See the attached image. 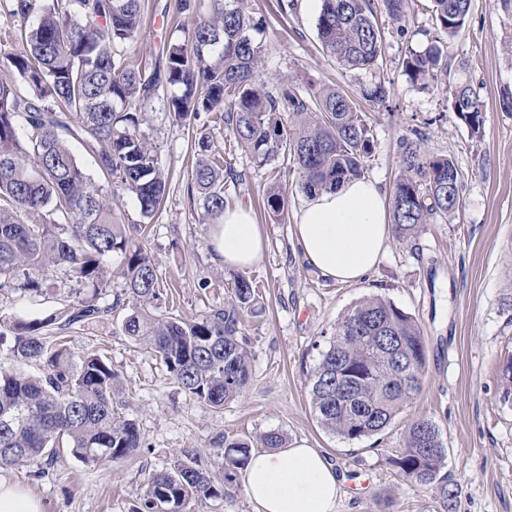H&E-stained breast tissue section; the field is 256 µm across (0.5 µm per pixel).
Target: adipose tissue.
<instances>
[{"instance_id": "obj_1", "label": "adipose tissue", "mask_w": 512, "mask_h": 512, "mask_svg": "<svg viewBox=\"0 0 512 512\" xmlns=\"http://www.w3.org/2000/svg\"><path fill=\"white\" fill-rule=\"evenodd\" d=\"M390 233L383 195L363 177L308 195L293 226L305 261L341 284L359 282L379 265ZM209 240L215 261L238 270L252 266L263 246L259 225L242 206L225 210ZM243 485L255 512H337L341 496L333 464L303 440L252 452Z\"/></svg>"}]
</instances>
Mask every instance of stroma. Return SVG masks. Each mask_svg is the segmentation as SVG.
I'll list each match as a JSON object with an SVG mask.
<instances>
[{
  "instance_id": "35a3bbf8",
  "label": "stroma",
  "mask_w": 512,
  "mask_h": 512,
  "mask_svg": "<svg viewBox=\"0 0 512 512\" xmlns=\"http://www.w3.org/2000/svg\"><path fill=\"white\" fill-rule=\"evenodd\" d=\"M427 4L414 0L402 23L376 7L384 51L374 70L353 71L321 48L320 0H248L252 35L263 46L258 80L271 88L291 84L348 95L373 137L364 176L386 193L399 174L402 138L419 129L422 148L451 156L463 174L456 213L427 225L415 242L390 239L365 281L335 283L304 261L289 220L265 210L267 168L256 166L216 126L213 153L230 159L242 176L226 183L227 204L249 206L264 239L261 256L245 272L259 295L241 328L251 379L219 413L188 397L149 349L123 336L129 302L123 279L113 277L111 318L70 334L69 348L77 357L96 348L106 358L143 444L129 457L95 466L64 451L53 462L1 469L0 476L38 500L40 512H132L148 477L183 453L218 473L227 443L270 430L282 433L286 443L304 439L326 454L342 479L338 512H445L435 486L410 484L390 463L403 450L408 423L417 418L432 420L440 430L446 448L442 473L458 491L453 512H512V382L503 377L512 357V0H472L465 25L451 39L434 24ZM144 5L133 44L143 58L160 55L197 18L195 11H180L178 0ZM437 41L448 44V73L424 88L410 81L403 62ZM378 80L389 91L381 106L361 95ZM459 80L470 82L481 102L479 133H471L453 109L449 86ZM142 130L168 185L164 207L149 226L148 248L169 294L167 311L191 319L227 301L232 271L214 260L209 228L198 223L187 194L190 130L174 126L159 100ZM77 288L65 280L35 301L0 296V317L42 316ZM368 297L389 300L413 317L425 337L427 364L419 393L385 433L347 441L317 423L307 374L328 348L337 322ZM242 477L235 471L226 496L193 499L187 512H254Z\"/></svg>"
}]
</instances>
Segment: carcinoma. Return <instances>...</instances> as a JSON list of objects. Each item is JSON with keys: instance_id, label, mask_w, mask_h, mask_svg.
Returning <instances> with one entry per match:
<instances>
[{"instance_id": "1", "label": "carcinoma", "mask_w": 512, "mask_h": 512, "mask_svg": "<svg viewBox=\"0 0 512 512\" xmlns=\"http://www.w3.org/2000/svg\"><path fill=\"white\" fill-rule=\"evenodd\" d=\"M436 25L454 38L471 0H430ZM396 22L411 0H383ZM19 22L0 44V295L35 300L61 273L84 287L63 308L28 320L0 318V343L12 337L10 359L29 373L0 364V467L37 458L57 459L68 448L92 466L125 458L142 447L136 423L114 401L119 382L96 352L76 359L64 335L112 316L105 296L112 257H122L130 312L121 331L149 348L171 379L190 397L221 412L251 378V355L240 339L242 313L256 299L252 282L233 275L230 298L193 319L161 311L158 264L136 232L114 213L113 197L129 194L140 215L152 219L163 204L167 179L141 125L163 100L169 117L188 127L201 114L224 131L259 167L292 161L301 190L310 194L363 174L373 150L370 127L338 91L311 98L297 87L267 90L256 82L261 46L251 34L248 0H214L165 56L139 61L126 51L144 18L142 0H0V16ZM316 29L323 51L349 70L371 71L383 39L371 0H321ZM409 78L425 87L448 73V49L432 44L403 62ZM376 105L388 91L381 81L364 89ZM454 110L476 134L482 118L471 85L452 89ZM81 143L109 187L86 173L70 147ZM195 161L187 192L204 224L224 215V180L240 175L212 153L211 133L194 135ZM399 176L390 195L395 237L417 238L424 225L459 206L462 173L451 157L427 154L405 138ZM265 209L279 220L288 191L272 179ZM427 363L423 332L401 308L366 298L336 323L333 340L310 375V402L327 431L347 441L385 431L419 392ZM276 431L224 449V475L186 454L151 475L133 512H186L193 497L224 496L232 472L244 467L254 447L282 448ZM446 451L433 421L418 418L405 430L403 451L391 465L411 483H438L446 512L456 491L438 480Z\"/></svg>"}]
</instances>
